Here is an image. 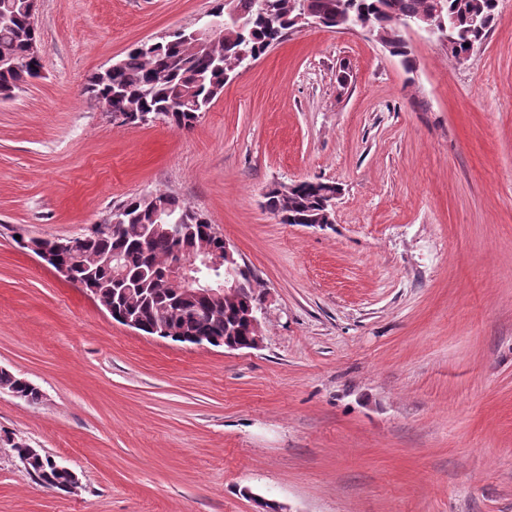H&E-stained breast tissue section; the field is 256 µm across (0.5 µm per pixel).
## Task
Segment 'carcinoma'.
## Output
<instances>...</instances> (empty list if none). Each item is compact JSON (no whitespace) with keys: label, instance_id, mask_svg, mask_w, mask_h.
Masks as SVG:
<instances>
[{"label":"carcinoma","instance_id":"cac0c4a2","mask_svg":"<svg viewBox=\"0 0 512 512\" xmlns=\"http://www.w3.org/2000/svg\"><path fill=\"white\" fill-rule=\"evenodd\" d=\"M434 0H307V7L323 29L339 30L356 23L375 34L390 36L391 54L411 67L409 47L398 25L401 18H428L439 30L446 24L461 44L482 42L493 27L499 0H440L441 12H433ZM240 21L224 24V37L199 47L178 35L161 42L144 43L131 49L111 73L89 77L91 99L114 110L188 129L221 93L229 75L243 67L242 55L259 58L272 44L281 42L296 27L301 0H234ZM41 39L27 0H0V56L10 55L19 65L0 71V89L18 88L41 76L42 64L27 60L28 45ZM336 183L303 181L294 189L275 184L265 194L270 212L287 214L284 224H325L328 196ZM150 198L160 201L166 221L155 218L152 204L144 196H133L112 210L117 230L97 229L74 237L77 250L71 260L73 280L86 291L112 306V313L142 324L146 330L168 326L174 340L190 342L193 336L224 337L227 327L236 328L240 337L248 334L238 313L262 296L259 284L248 267L238 272L246 290L227 294L222 302L169 287L165 271L174 260L185 256L197 243L209 237L211 226L202 216L167 192L157 191ZM118 254L125 275L117 281L102 258ZM0 391L16 393L30 404L41 402V390L30 381L0 368ZM14 454H29L27 474L39 484L68 491L73 481L69 470L52 466L51 456L18 440L11 445Z\"/></svg>","mask_w":512,"mask_h":512}]
</instances>
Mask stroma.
<instances>
[{
	"label": "stroma",
	"instance_id": "35a3bbf8",
	"mask_svg": "<svg viewBox=\"0 0 512 512\" xmlns=\"http://www.w3.org/2000/svg\"><path fill=\"white\" fill-rule=\"evenodd\" d=\"M215 5L37 0L45 76L0 100V367L42 400L0 392V435L80 484L0 442V512H512V0L463 62L295 31L191 130L112 123L89 77ZM303 180L339 185L334 223L265 210ZM159 190L254 272L259 348L136 334L15 242ZM32 446L22 439H18L15 444H11L14 455L28 453ZM34 452L29 455L28 467L24 469L27 474L36 482L46 487L56 489L63 492H69V485L73 481V474L68 468L59 465L54 461L55 467L52 466V456L41 451L39 448H32ZM41 480V481H40ZM79 479L75 477L70 489L73 491L77 488Z\"/></svg>",
	"mask_w": 512,
	"mask_h": 512
}]
</instances>
